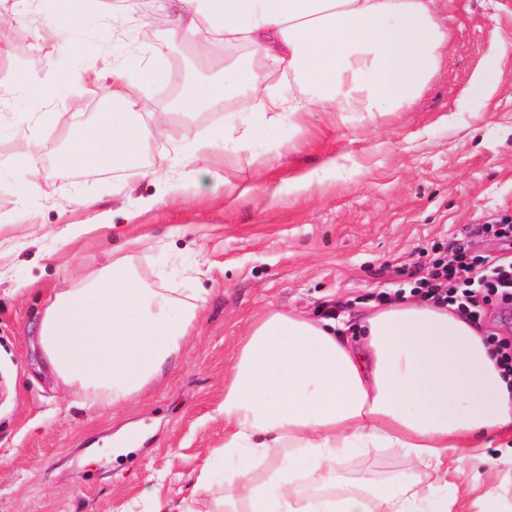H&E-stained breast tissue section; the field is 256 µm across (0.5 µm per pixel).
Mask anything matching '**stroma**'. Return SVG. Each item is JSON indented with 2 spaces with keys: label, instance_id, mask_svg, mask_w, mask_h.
Segmentation results:
<instances>
[{
  "label": "stroma",
  "instance_id": "35a3bbf8",
  "mask_svg": "<svg viewBox=\"0 0 512 512\" xmlns=\"http://www.w3.org/2000/svg\"><path fill=\"white\" fill-rule=\"evenodd\" d=\"M148 7L164 22L150 37L117 0H82L79 52L62 58L51 38L18 26L0 55V512H126L149 487L176 512L204 463L224 471L215 455L224 373L247 317L334 302L338 315L357 319L372 296L409 289L434 247L512 219V0H442L448 43L411 111L312 112L267 128L263 113L239 114L227 100L203 112L200 131L260 125L261 138L246 148L226 139L222 153L187 168L170 166L185 129L161 92L179 86L193 54L167 46L170 75L147 92L149 111L169 115L166 136L152 141L144 163L180 184L177 200L141 208L156 182L85 166L71 170L53 201L40 200L13 176L15 134L53 113L39 160L54 168L71 114L65 98L30 96L19 78L64 89L70 73L147 62L166 45L173 18L168 0ZM493 57V88L476 91ZM119 185L131 218L100 227ZM71 224L87 230L68 241ZM133 239L143 278L205 303L184 356L125 409L103 413L77 405L55 381L36 328L58 280L94 272L103 249ZM500 455L484 449L448 479L500 478L512 469ZM409 466L390 451L346 464L349 477L372 481Z\"/></svg>",
  "mask_w": 512,
  "mask_h": 512
}]
</instances>
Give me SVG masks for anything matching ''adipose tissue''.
Instances as JSON below:
<instances>
[{"label":"adipose tissue","instance_id":"ef3b65f1","mask_svg":"<svg viewBox=\"0 0 512 512\" xmlns=\"http://www.w3.org/2000/svg\"><path fill=\"white\" fill-rule=\"evenodd\" d=\"M437 0H170V36L200 57L212 46L248 52L253 64H224V79L188 88L176 110L188 125L177 166L224 149L192 120L224 93L269 123L309 112H407L439 64L448 28ZM76 0H50L48 30L61 54L82 22ZM170 62L155 48L146 65L71 76L69 94L103 93L119 112L72 114L68 153L38 162L41 129L16 143L15 176L43 201L72 167L149 172L143 167L144 89L165 81ZM275 71L283 85L269 86ZM201 303L173 297L113 248L95 273L63 280L39 322L46 366L79 405L117 409L155 384L183 356ZM342 320L269 309L247 329L224 375L223 482L201 467L181 512H501L505 486L449 483L448 465L476 459L492 438L512 458V382L472 320L430 301L374 307L345 334ZM389 450L432 467L436 478L396 475L385 487L354 482L350 457Z\"/></svg>","mask_w":512,"mask_h":512}]
</instances>
